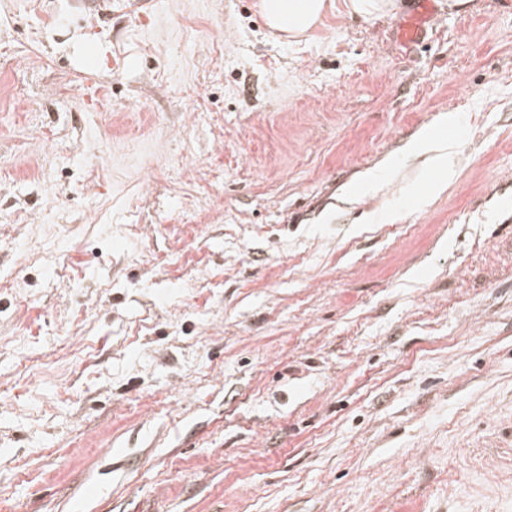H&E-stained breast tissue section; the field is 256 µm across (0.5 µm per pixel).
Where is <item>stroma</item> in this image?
Wrapping results in <instances>:
<instances>
[{
    "label": "stroma",
    "mask_w": 512,
    "mask_h": 512,
    "mask_svg": "<svg viewBox=\"0 0 512 512\" xmlns=\"http://www.w3.org/2000/svg\"><path fill=\"white\" fill-rule=\"evenodd\" d=\"M258 2L0 0V512H512V0ZM260 11L269 28L297 40L309 35L326 10L325 0H260ZM407 10L396 23L394 35L396 41L406 52L422 49L429 43V34L441 15V0H409Z\"/></svg>",
    "instance_id": "35a3bbf8"
}]
</instances>
